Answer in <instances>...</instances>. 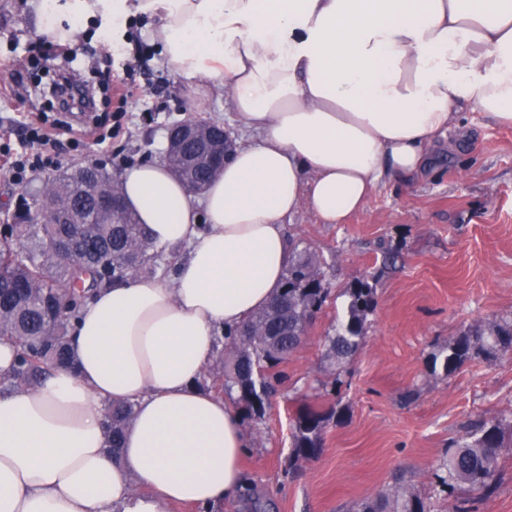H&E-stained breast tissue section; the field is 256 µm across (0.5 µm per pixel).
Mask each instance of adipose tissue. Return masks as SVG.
<instances>
[{
    "mask_svg": "<svg viewBox=\"0 0 512 512\" xmlns=\"http://www.w3.org/2000/svg\"><path fill=\"white\" fill-rule=\"evenodd\" d=\"M42 29L111 38L131 13L173 70L224 94L258 136L194 198L158 159L120 188L172 280L99 290L70 341L74 365L0 395V512H165L233 499L240 412L196 386L224 329L280 288L285 221L341 224L371 192L426 170L471 107L512 127V0H31ZM131 400L118 454L104 407Z\"/></svg>",
    "mask_w": 512,
    "mask_h": 512,
    "instance_id": "adipose-tissue-1",
    "label": "adipose tissue"
}]
</instances>
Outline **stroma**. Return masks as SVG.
I'll return each instance as SVG.
<instances>
[{
  "label": "stroma",
  "mask_w": 512,
  "mask_h": 512,
  "mask_svg": "<svg viewBox=\"0 0 512 512\" xmlns=\"http://www.w3.org/2000/svg\"><path fill=\"white\" fill-rule=\"evenodd\" d=\"M29 0H0V121L18 117L17 96L31 97L47 126L68 121L39 94L28 49L43 42ZM75 68L99 57L98 75L124 74L128 54L80 36ZM134 76L146 90L126 112L101 104L96 138L64 147L62 168L96 161L112 177L163 158L169 127L203 118L244 131L228 99L201 96L154 54ZM289 236L319 254L332 293L303 346L283 369L287 381L259 422L244 421L250 439L242 471L254 495L220 503L219 512H353L357 503L397 483L412 484L447 512L448 492L436 468L468 423L502 419L512 430V353L478 358L451 376L431 373L428 357L468 327L512 318V128L463 109L460 128L424 178L378 186L343 224H322L307 211L287 221ZM375 279L377 308L362 349L341 369L326 366L325 336L345 312L343 289ZM412 401H404L407 390ZM339 404L342 419L326 430L318 458L290 468V428L305 401Z\"/></svg>",
  "instance_id": "35a3bbf8"
}]
</instances>
